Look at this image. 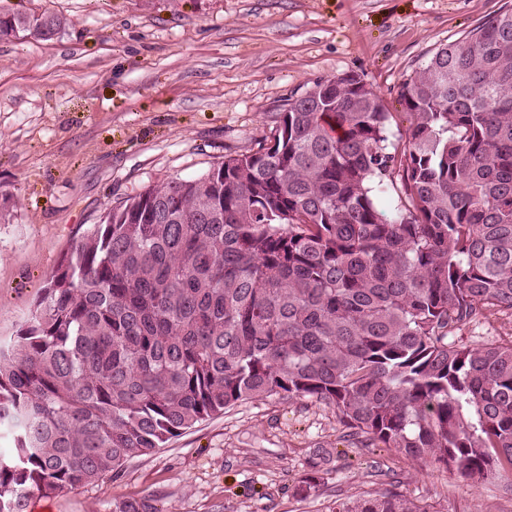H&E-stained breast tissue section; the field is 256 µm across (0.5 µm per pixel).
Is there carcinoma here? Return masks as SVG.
<instances>
[{"instance_id": "cac0c4a2", "label": "carcinoma", "mask_w": 512, "mask_h": 512, "mask_svg": "<svg viewBox=\"0 0 512 512\" xmlns=\"http://www.w3.org/2000/svg\"><path fill=\"white\" fill-rule=\"evenodd\" d=\"M66 17H0V37ZM294 99L270 140L112 207L0 344V512L75 491L246 400L332 407L365 448L512 488V5L403 84ZM403 191L392 195L396 181ZM317 452L295 486H324ZM115 512H159L149 498ZM332 512H427L396 490ZM512 334V316L489 315L480 321L472 322L455 329L449 341L458 344H475L487 339L508 338Z\"/></svg>"}]
</instances>
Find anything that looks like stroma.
Returning a JSON list of instances; mask_svg holds the SVG:
<instances>
[{
  "label": "stroma",
  "instance_id": "35a3bbf8",
  "mask_svg": "<svg viewBox=\"0 0 512 512\" xmlns=\"http://www.w3.org/2000/svg\"><path fill=\"white\" fill-rule=\"evenodd\" d=\"M512 0H0V15L55 12L51 40L0 39V342L30 318L50 272L112 206L201 176L268 137L314 82L357 75L399 113L404 80ZM512 335V316L453 331ZM331 452L318 497L300 498L312 453ZM397 489L429 512H512L499 482L474 484L346 438L333 408L249 401L128 462L47 512H113L153 496L163 512H331Z\"/></svg>",
  "mask_w": 512,
  "mask_h": 512
}]
</instances>
